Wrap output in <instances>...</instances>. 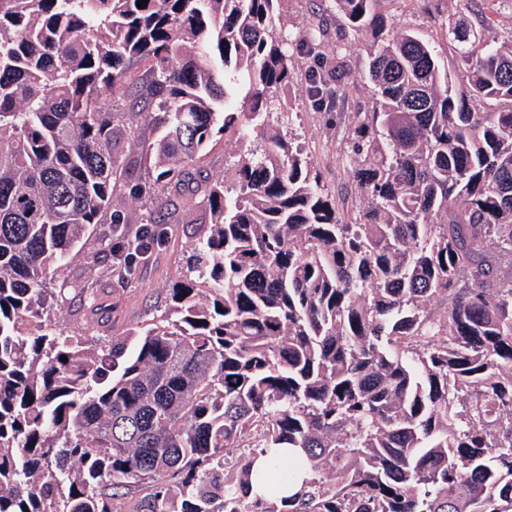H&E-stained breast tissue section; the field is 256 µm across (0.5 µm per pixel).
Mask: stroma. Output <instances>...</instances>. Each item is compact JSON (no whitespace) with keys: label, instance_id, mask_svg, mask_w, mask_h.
I'll list each match as a JSON object with an SVG mask.
<instances>
[{"label":"stroma","instance_id":"1","mask_svg":"<svg viewBox=\"0 0 512 512\" xmlns=\"http://www.w3.org/2000/svg\"><path fill=\"white\" fill-rule=\"evenodd\" d=\"M280 9L286 32L321 34L315 51L293 47L292 81L283 97L295 113L291 128L297 142L301 143L313 172L335 202L337 211L347 217L363 201V192L351 174L350 119L353 113L370 112L376 107L371 86L362 76L372 35L367 30L351 29L332 0H282ZM377 11L391 27L420 30L445 60H453L448 30L440 19L446 11L442 0H381ZM320 59L326 63L323 75L335 98L332 105L323 107L316 105L309 83V74ZM205 224L200 210L169 219L164 240L144 260L136 280L100 277L102 308L93 315L84 305L80 288L89 276L87 264L108 232L107 225H97L80 256L58 280L62 293L45 316V324L96 340L122 336L149 323L166 309L168 290L185 273L186 258L204 235Z\"/></svg>","mask_w":512,"mask_h":512}]
</instances>
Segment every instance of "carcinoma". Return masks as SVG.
<instances>
[{
  "label": "carcinoma",
  "mask_w": 512,
  "mask_h": 512,
  "mask_svg": "<svg viewBox=\"0 0 512 512\" xmlns=\"http://www.w3.org/2000/svg\"><path fill=\"white\" fill-rule=\"evenodd\" d=\"M137 2L0 0V512H512V35L448 15L458 83L377 25L345 221L283 130L316 35L281 0ZM378 2L334 0L353 29ZM219 133L228 179L192 166ZM162 187L210 217L164 312L44 328L95 225L135 279Z\"/></svg>",
  "instance_id": "obj_1"
}]
</instances>
